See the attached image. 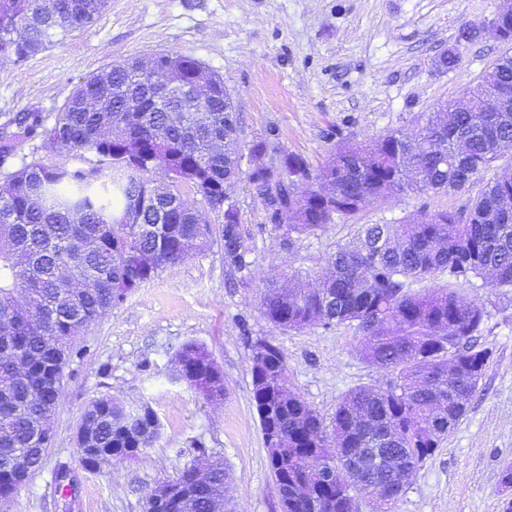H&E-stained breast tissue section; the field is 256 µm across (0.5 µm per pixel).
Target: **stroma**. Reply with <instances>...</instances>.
<instances>
[{"instance_id":"1","label":"stroma","mask_w":512,"mask_h":512,"mask_svg":"<svg viewBox=\"0 0 512 512\" xmlns=\"http://www.w3.org/2000/svg\"><path fill=\"white\" fill-rule=\"evenodd\" d=\"M510 8L512 0H110L95 26L0 68V114L58 111L85 76L128 57L177 51L223 79L244 147L276 128L275 150L303 157L316 173L338 143L415 129L438 104L461 97L504 52L482 28ZM466 26L477 30L468 42L459 38ZM451 49L459 55L452 69L441 63ZM233 196L258 279L285 269L320 277L358 225L398 224L467 199L430 193L374 201L287 248L247 180ZM233 280L215 244L165 267L91 324L81 338L85 356L65 369L43 464L0 501V512H146L153 490L194 463L200 440L229 473L224 512H281L242 330L281 347L289 383L327 422L345 392L384 384L386 375L362 360L352 328L279 330L255 291ZM452 289L485 308L479 343L492 358L465 416L393 512H501L512 499L500 478L512 465V288L473 279ZM187 342L202 344L223 369V400L205 401L178 380L173 360ZM102 396L149 403L161 429L139 458L92 473L79 462L76 434L85 407Z\"/></svg>"}]
</instances>
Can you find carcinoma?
Wrapping results in <instances>:
<instances>
[{
  "label": "carcinoma",
  "instance_id": "obj_1",
  "mask_svg": "<svg viewBox=\"0 0 512 512\" xmlns=\"http://www.w3.org/2000/svg\"><path fill=\"white\" fill-rule=\"evenodd\" d=\"M108 6L0 0V68L94 26ZM489 25L493 39L512 45V14ZM199 64L178 52L119 61L84 77L58 111L10 113L0 123V488L42 466L51 434L40 422L54 419L61 373L86 352L77 341L89 325L215 241L238 286H251V248L231 193L242 174L237 116L224 111L223 80L188 88ZM169 69L182 83L165 85ZM477 85L512 91V55ZM34 142L70 163L18 155ZM509 142L511 111L482 112L478 99H458L413 132L339 145L315 178L288 153L247 172L290 246L372 200L466 192L498 172L458 209L359 225L314 288L298 273H283L288 286L263 282L260 308L275 327H351L362 358L389 375L383 386L344 393L328 427L288 386L281 349L243 331L269 468L277 490L288 488V512H356L361 499L389 512L465 416L491 357L477 342L485 311L435 280L512 287V210L504 209L512 178L502 175ZM427 280L434 285L412 288ZM450 330L459 336L451 345ZM185 353L190 374L207 377L209 352L188 342L176 356ZM79 429L95 438L97 455L84 464L94 473L143 454L160 422L145 403L102 397L87 405ZM373 450L379 470L353 475ZM205 462L202 478L190 466L169 482L182 496L158 512H215L229 493L228 473L221 458Z\"/></svg>",
  "mask_w": 512,
  "mask_h": 512
}]
</instances>
